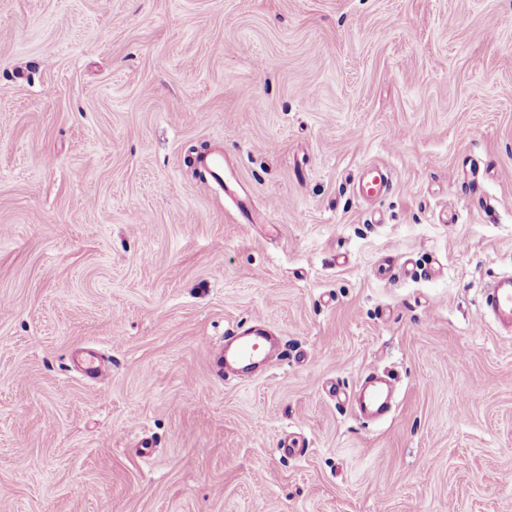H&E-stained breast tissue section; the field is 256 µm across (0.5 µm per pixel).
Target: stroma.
<instances>
[{"mask_svg": "<svg viewBox=\"0 0 512 512\" xmlns=\"http://www.w3.org/2000/svg\"><path fill=\"white\" fill-rule=\"evenodd\" d=\"M504 273L512 0H0V512H512ZM196 163L213 182L224 186V196L233 200L238 224L250 231L252 224H264L266 217L253 207L250 195L245 190L229 160L221 153H208L197 157ZM393 187L390 171L377 164H366L361 167L352 182L354 193L367 203H374L386 197ZM483 311L499 328L512 331L511 276H502L487 286L483 297ZM224 335V365L232 363L244 370L275 356V348L267 345V335L259 327H229ZM389 391L384 387L371 385L362 395L360 410L365 414H380L388 408Z\"/></svg>", "mask_w": 512, "mask_h": 512, "instance_id": "stroma-1", "label": "stroma"}]
</instances>
